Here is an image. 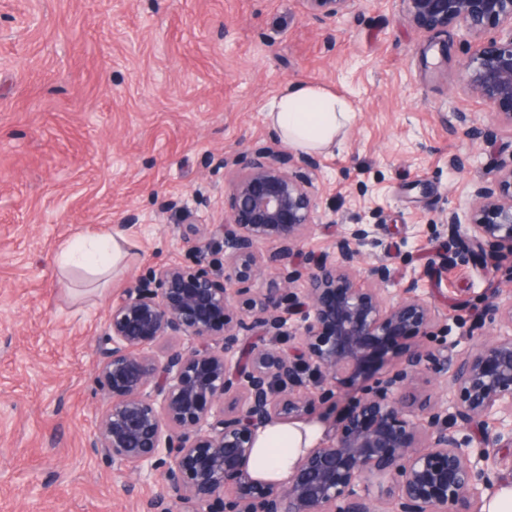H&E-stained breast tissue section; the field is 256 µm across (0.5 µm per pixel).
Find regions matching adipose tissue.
Instances as JSON below:
<instances>
[{
    "label": "adipose tissue",
    "instance_id": "obj_1",
    "mask_svg": "<svg viewBox=\"0 0 512 512\" xmlns=\"http://www.w3.org/2000/svg\"><path fill=\"white\" fill-rule=\"evenodd\" d=\"M355 119L348 102L314 85H294L283 90L269 105L267 120L295 150L320 152L335 144L340 133ZM127 238L102 230L61 247L60 268L78 267L95 278L110 275L128 257ZM317 426L303 423H271L258 429L251 457L255 476L279 481L286 478L302 448L319 443Z\"/></svg>",
    "mask_w": 512,
    "mask_h": 512
}]
</instances>
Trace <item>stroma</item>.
<instances>
[{
    "label": "stroma",
    "mask_w": 512,
    "mask_h": 512,
    "mask_svg": "<svg viewBox=\"0 0 512 512\" xmlns=\"http://www.w3.org/2000/svg\"><path fill=\"white\" fill-rule=\"evenodd\" d=\"M468 50L402 0H355L328 30L305 0H0V512H143L162 493L87 446L106 313L149 267L197 260L167 200L203 193L198 218L221 223L237 170L280 141L265 112L287 86L356 112L316 185L337 232L374 226L359 274L387 263V294L427 298L453 326L449 354L462 349L491 286L443 263L433 226L451 210L468 222L472 181L512 160V127L457 81ZM461 112L492 138L471 141ZM103 227L131 240L125 266L100 280L58 267L62 245Z\"/></svg>",
    "instance_id": "35a3bbf8"
}]
</instances>
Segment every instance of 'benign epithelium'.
Instances as JSON below:
<instances>
[{
	"instance_id": "benign-epithelium-1",
	"label": "benign epithelium",
	"mask_w": 512,
	"mask_h": 512,
	"mask_svg": "<svg viewBox=\"0 0 512 512\" xmlns=\"http://www.w3.org/2000/svg\"><path fill=\"white\" fill-rule=\"evenodd\" d=\"M321 22L353 0H305ZM429 33L456 28L473 39L462 88L497 109L512 127V0H402ZM307 170L299 180L290 168ZM320 158L283 145L254 151L224 192V222L210 229L188 201L171 199L185 240L223 243V258L200 248L192 265H159L112 301L96 348V392L103 407L89 447L121 473L160 476L164 493L145 512H476L483 497L512 480V289L490 306L496 333L454 358L437 341L451 332L425 298L394 299L378 284L387 264L354 272L371 225L357 224L329 250L305 253L319 212ZM470 222L456 212L436 231L466 235L446 261L475 262L512 282V161L472 183ZM271 243L278 251L263 254ZM289 264L284 288L249 296L241 284ZM417 339L404 362L357 379L389 341ZM445 377L448 402L416 386ZM323 409L328 440L303 455L288 481L254 477L255 431L304 420ZM165 470H160L164 459Z\"/></svg>"
}]
</instances>
